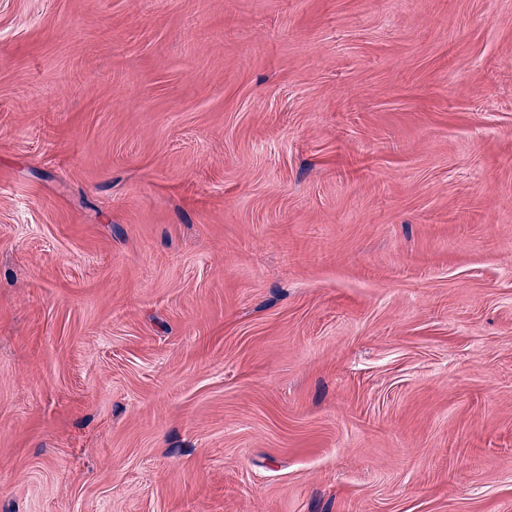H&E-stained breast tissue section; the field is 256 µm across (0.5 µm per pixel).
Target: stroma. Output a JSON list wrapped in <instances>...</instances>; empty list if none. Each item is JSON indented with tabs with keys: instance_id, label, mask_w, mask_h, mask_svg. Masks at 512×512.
<instances>
[{
	"instance_id": "stroma-1",
	"label": "stroma",
	"mask_w": 512,
	"mask_h": 512,
	"mask_svg": "<svg viewBox=\"0 0 512 512\" xmlns=\"http://www.w3.org/2000/svg\"><path fill=\"white\" fill-rule=\"evenodd\" d=\"M0 512H512V0H0Z\"/></svg>"
}]
</instances>
